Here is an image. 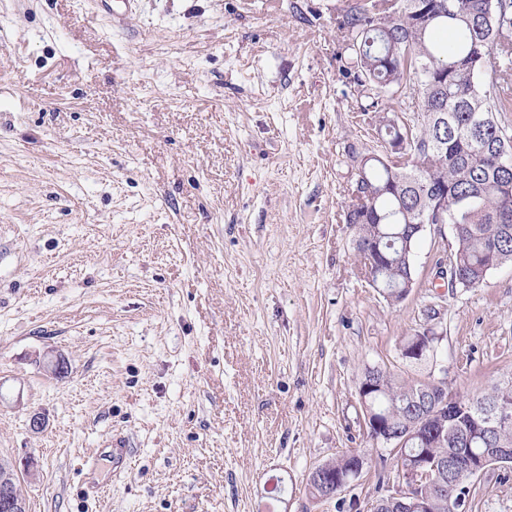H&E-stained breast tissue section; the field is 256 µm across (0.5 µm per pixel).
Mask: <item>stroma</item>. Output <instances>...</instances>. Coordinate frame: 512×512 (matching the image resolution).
Here are the masks:
<instances>
[{"label": "stroma", "instance_id": "1", "mask_svg": "<svg viewBox=\"0 0 512 512\" xmlns=\"http://www.w3.org/2000/svg\"><path fill=\"white\" fill-rule=\"evenodd\" d=\"M348 4L138 0L116 28L94 0H0V458L29 512H364L396 475L366 367L471 398L512 380V264L447 291L427 371L399 349L438 226L405 300L363 278L345 215L381 133ZM116 434L120 475L93 456ZM354 450L361 484L314 499L312 470ZM477 488L473 512H512V468Z\"/></svg>", "mask_w": 512, "mask_h": 512}]
</instances>
